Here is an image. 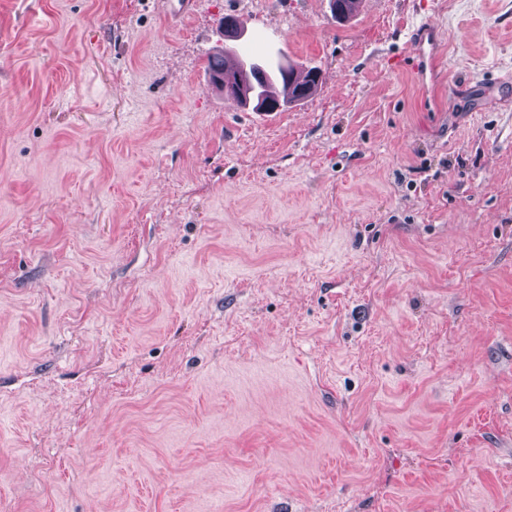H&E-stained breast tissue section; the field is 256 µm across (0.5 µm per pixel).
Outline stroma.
<instances>
[{"label": "stroma", "mask_w": 512, "mask_h": 512, "mask_svg": "<svg viewBox=\"0 0 512 512\" xmlns=\"http://www.w3.org/2000/svg\"><path fill=\"white\" fill-rule=\"evenodd\" d=\"M0 512H512V0H0ZM414 40V57L412 66L420 80L427 77L434 68L433 52L438 41L437 28L427 19L420 21ZM226 52L224 50H219L208 58V66L207 71L210 76V80L214 83L215 78H224V80H227L228 82L232 79H234V76L236 73L243 71L244 69L242 67H238L236 69H232L231 67H235L237 64L236 57H231L227 61V66L225 64L224 55ZM248 72L251 75V82L245 86V88L240 93H226L224 94L227 97L236 99L240 102H247V94L249 91L252 92L251 95H256L258 97L264 98V100H270L271 102H278L279 109L281 107V104L277 98H275L271 94V84L274 83L275 79L273 76L265 70L263 67L257 64H251L249 65ZM277 109L268 110L267 112H264V115L270 116L277 114L278 112H274ZM293 66L278 67L276 79L280 80L284 87H288V101L285 103L301 101L312 96L319 84V73L313 68H309L304 74V80L299 81L297 71Z\"/></svg>", "instance_id": "stroma-1"}]
</instances>
